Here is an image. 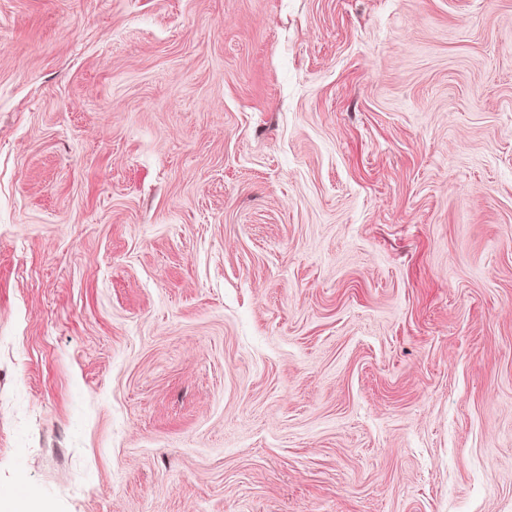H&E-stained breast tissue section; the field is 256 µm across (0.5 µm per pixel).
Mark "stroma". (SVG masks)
I'll return each mask as SVG.
<instances>
[{"label": "stroma", "instance_id": "stroma-1", "mask_svg": "<svg viewBox=\"0 0 512 512\" xmlns=\"http://www.w3.org/2000/svg\"><path fill=\"white\" fill-rule=\"evenodd\" d=\"M512 512V0H0V496Z\"/></svg>", "mask_w": 512, "mask_h": 512}]
</instances>
